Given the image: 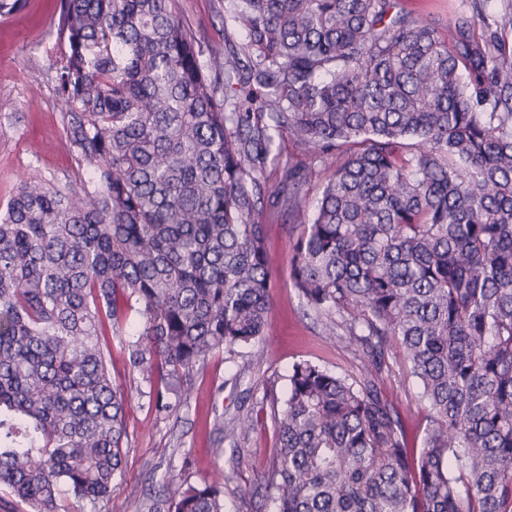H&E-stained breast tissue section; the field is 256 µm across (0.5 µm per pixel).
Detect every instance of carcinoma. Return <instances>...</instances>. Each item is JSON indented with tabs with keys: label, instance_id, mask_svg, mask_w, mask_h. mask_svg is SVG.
<instances>
[{
	"label": "carcinoma",
	"instance_id": "cac0c4a2",
	"mask_svg": "<svg viewBox=\"0 0 512 512\" xmlns=\"http://www.w3.org/2000/svg\"><path fill=\"white\" fill-rule=\"evenodd\" d=\"M486 3L443 26L400 0H224L242 37L203 44L178 0H61L54 80L89 175L30 177L0 209V489L28 512L109 498L106 336L138 315L128 364L172 409L265 337L286 216L292 285L361 368L297 362L281 405L266 387L275 512H512V4ZM410 378L417 448L388 395ZM253 429L216 415L238 452ZM139 512H224V489L168 482Z\"/></svg>",
	"mask_w": 512,
	"mask_h": 512
}]
</instances>
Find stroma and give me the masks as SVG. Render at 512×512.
<instances>
[{"label":"stroma","mask_w":512,"mask_h":512,"mask_svg":"<svg viewBox=\"0 0 512 512\" xmlns=\"http://www.w3.org/2000/svg\"><path fill=\"white\" fill-rule=\"evenodd\" d=\"M179 3L201 42L223 39L222 0ZM59 5L60 0H28L20 13L0 18V204L27 176L37 174L64 187L86 174L66 138L56 94L54 66L67 50L57 29ZM298 233L295 224L281 220L268 224V267L274 290L266 342L254 355L211 356L197 374L190 398L176 410H155L148 383L127 366L118 340H111L112 378L128 396L127 437L118 487L101 512H137L143 491L173 477L194 484L218 481L229 466L239 473L237 481L224 489L226 512H274L273 504L255 493L274 446L269 415L257 407L264 385L283 391L289 369L302 360L342 374L355 373L359 365L351 348L322 336L291 284L289 256ZM389 397L405 419L410 440H417L425 410L415 381L394 384ZM218 407L228 419L252 415L255 428L243 452L225 447L223 459L217 462L211 455V428Z\"/></svg>","instance_id":"obj_1"}]
</instances>
